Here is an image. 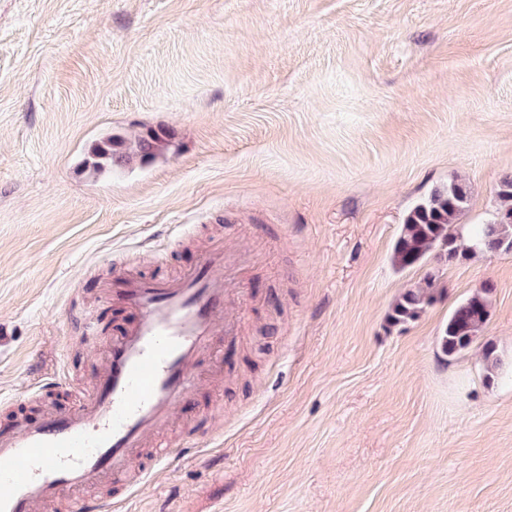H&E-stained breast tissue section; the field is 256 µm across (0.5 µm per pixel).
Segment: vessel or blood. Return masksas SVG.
Here are the masks:
<instances>
[{
	"label": "vessel or blood",
	"instance_id": "b4317fda",
	"mask_svg": "<svg viewBox=\"0 0 512 512\" xmlns=\"http://www.w3.org/2000/svg\"><path fill=\"white\" fill-rule=\"evenodd\" d=\"M238 253L218 246L179 279L126 278L122 303L136 318L109 336L99 377L71 407L39 420L16 417L0 429V512H112L96 488L125 479L140 448L168 424L193 391L218 339L233 341L237 303L247 297ZM199 433L153 460L168 468Z\"/></svg>",
	"mask_w": 512,
	"mask_h": 512
}]
</instances>
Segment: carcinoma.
Returning <instances> with one entry per match:
<instances>
[{"label":"carcinoma","instance_id":"cac0c4a2","mask_svg":"<svg viewBox=\"0 0 512 512\" xmlns=\"http://www.w3.org/2000/svg\"><path fill=\"white\" fill-rule=\"evenodd\" d=\"M162 148V139L156 134L130 142L110 136L92 146L91 165L98 170L105 165H126L135 159L144 161L155 157ZM497 198L490 221L476 224L466 232L459 217L468 207V185L455 180L435 188L405 214L392 250L394 266L399 270L422 267L433 254L452 265L478 252H511L512 177L502 180ZM433 282L430 274L426 287L406 289L392 306L390 322L399 325L418 319L433 299ZM493 291L494 286L486 283L451 311L438 337L445 356L453 358L461 354L480 337L490 317ZM482 358L487 380L508 374L509 365L497 354L495 345L485 344Z\"/></svg>","mask_w":512,"mask_h":512}]
</instances>
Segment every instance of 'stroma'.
Listing matches in <instances>:
<instances>
[{"label": "stroma", "instance_id": "obj_1", "mask_svg": "<svg viewBox=\"0 0 512 512\" xmlns=\"http://www.w3.org/2000/svg\"><path fill=\"white\" fill-rule=\"evenodd\" d=\"M152 132L150 161L86 162ZM510 176L512 0H0V428L88 390L80 313L134 319L104 285L223 243L239 333L164 432L222 443L105 486L116 512H512V380L437 343L490 282L482 338L512 360V252L391 261L432 189L465 181L469 226ZM434 279L428 274L425 288H408L395 301L389 320L394 325L418 319L433 299L431 292Z\"/></svg>", "mask_w": 512, "mask_h": 512}]
</instances>
